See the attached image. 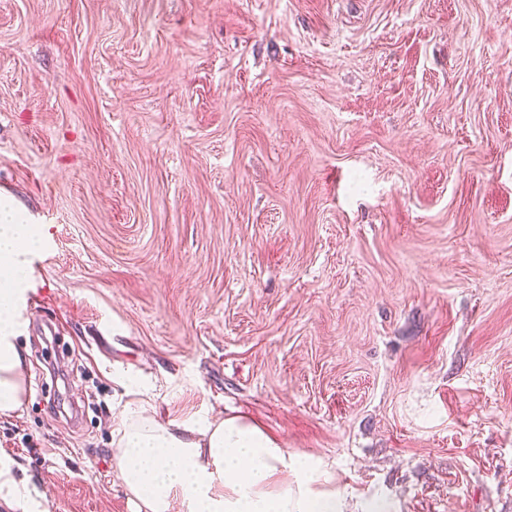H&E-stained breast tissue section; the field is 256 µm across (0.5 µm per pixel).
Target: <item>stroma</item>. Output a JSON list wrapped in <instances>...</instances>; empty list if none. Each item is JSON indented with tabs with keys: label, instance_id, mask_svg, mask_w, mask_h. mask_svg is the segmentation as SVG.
Wrapping results in <instances>:
<instances>
[{
	"label": "stroma",
	"instance_id": "obj_1",
	"mask_svg": "<svg viewBox=\"0 0 512 512\" xmlns=\"http://www.w3.org/2000/svg\"><path fill=\"white\" fill-rule=\"evenodd\" d=\"M1 193L31 512H135L127 377L345 512H512V0H0ZM44 229L29 224L13 200L0 203V416L10 417L24 404L28 350L19 343L32 269L28 259L42 244Z\"/></svg>",
	"mask_w": 512,
	"mask_h": 512
}]
</instances>
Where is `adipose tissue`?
I'll use <instances>...</instances> for the list:
<instances>
[{
    "mask_svg": "<svg viewBox=\"0 0 512 512\" xmlns=\"http://www.w3.org/2000/svg\"><path fill=\"white\" fill-rule=\"evenodd\" d=\"M44 239L12 200L0 202V416L26 395L28 351L19 342L32 269ZM115 467L137 512H343L329 472L301 464L276 439L241 416L160 421L147 395L128 403L112 436Z\"/></svg>",
    "mask_w": 512,
    "mask_h": 512,
    "instance_id": "1",
    "label": "adipose tissue"
}]
</instances>
